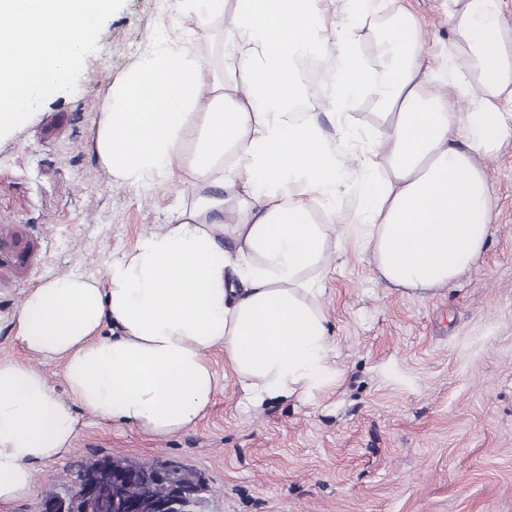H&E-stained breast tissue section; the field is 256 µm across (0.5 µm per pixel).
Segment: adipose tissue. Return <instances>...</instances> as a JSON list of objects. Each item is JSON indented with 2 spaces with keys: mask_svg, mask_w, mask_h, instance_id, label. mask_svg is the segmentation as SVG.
I'll return each mask as SVG.
<instances>
[{
  "mask_svg": "<svg viewBox=\"0 0 512 512\" xmlns=\"http://www.w3.org/2000/svg\"><path fill=\"white\" fill-rule=\"evenodd\" d=\"M177 3L211 30L219 66L195 47L150 53L113 88L96 148L115 178L187 169L194 192L103 278L74 272L25 295L14 338L32 360L0 358V505L72 449L76 409L167 438L194 430L226 386L257 413L334 382L320 274L349 238L377 278L428 292L471 270L491 232L485 162L512 139L501 0H448L455 41L436 71L417 19L383 18L380 0H346L333 32L324 0ZM367 30L382 33L373 65L356 52ZM305 56L327 68L330 94L309 83ZM455 97L469 111H449ZM366 100L382 121L349 166L317 117ZM344 195L360 202L355 219L336 209ZM56 362L62 394L44 371Z\"/></svg>",
  "mask_w": 512,
  "mask_h": 512,
  "instance_id": "ef3b65f1",
  "label": "adipose tissue"
}]
</instances>
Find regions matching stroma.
<instances>
[{
  "label": "stroma",
  "instance_id": "35a3bbf8",
  "mask_svg": "<svg viewBox=\"0 0 512 512\" xmlns=\"http://www.w3.org/2000/svg\"><path fill=\"white\" fill-rule=\"evenodd\" d=\"M427 33L426 60L454 34L448 0H384ZM206 46L174 0H125L105 22L74 92L49 95L0 137V231L24 262L0 267V357L29 361L14 315L41 280L102 277L112 258L164 223L192 176L111 177L96 151L102 101L157 48ZM380 122L371 101L322 115L328 141ZM495 200L481 262L455 284L419 294L376 279L357 242L324 273L336 340V383L313 399L242 413L226 386L198 426L153 438L79 412L72 450L40 466L32 493L0 512H38L75 461L121 454L193 468L209 487L203 512H512V140L487 160Z\"/></svg>",
  "mask_w": 512,
  "mask_h": 512
}]
</instances>
